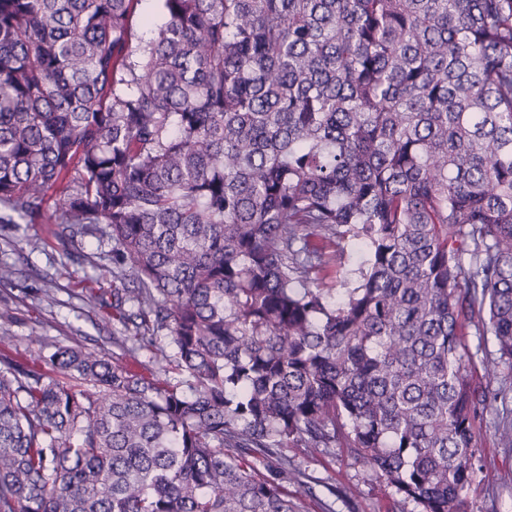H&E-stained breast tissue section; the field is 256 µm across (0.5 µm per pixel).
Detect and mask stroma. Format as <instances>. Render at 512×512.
Wrapping results in <instances>:
<instances>
[{"label":"stroma","mask_w":512,"mask_h":512,"mask_svg":"<svg viewBox=\"0 0 512 512\" xmlns=\"http://www.w3.org/2000/svg\"><path fill=\"white\" fill-rule=\"evenodd\" d=\"M51 224L0 226V264L13 265V283L0 285V303L13 311L9 322L0 320V353L27 354L34 337L57 345H82L117 353L112 342L113 325L91 301L86 288L111 294L112 251L110 243L91 236L61 246ZM55 294L54 304L39 300L41 289ZM493 423L483 428L481 462L466 492L469 512H512V448L500 447L493 437ZM308 486L298 489L306 512H393L394 491L376 479L366 467L344 453L325 455L310 448L300 454ZM351 487L355 498L333 500L329 486Z\"/></svg>","instance_id":"stroma-1"}]
</instances>
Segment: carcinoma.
I'll list each match as a JSON object with an SVG mask.
<instances>
[{"mask_svg":"<svg viewBox=\"0 0 512 512\" xmlns=\"http://www.w3.org/2000/svg\"><path fill=\"white\" fill-rule=\"evenodd\" d=\"M159 2L145 40L138 0H0V223L134 284L90 294L128 361L0 354V512H304L309 448L467 512L512 392L466 340L512 367V0Z\"/></svg>","mask_w":512,"mask_h":512,"instance_id":"1","label":"carcinoma"}]
</instances>
